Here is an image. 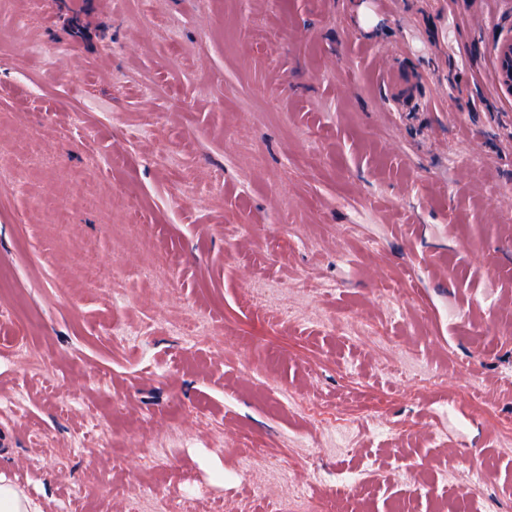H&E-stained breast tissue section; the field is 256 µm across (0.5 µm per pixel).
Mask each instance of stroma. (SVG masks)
I'll use <instances>...</instances> for the list:
<instances>
[{"label":"stroma","instance_id":"35a3bbf8","mask_svg":"<svg viewBox=\"0 0 512 512\" xmlns=\"http://www.w3.org/2000/svg\"><path fill=\"white\" fill-rule=\"evenodd\" d=\"M510 32L512 0H0V441L43 512H313L369 458L354 512H453L409 485L451 461L512 512ZM500 85L512 94V33L496 43Z\"/></svg>","mask_w":512,"mask_h":512}]
</instances>
